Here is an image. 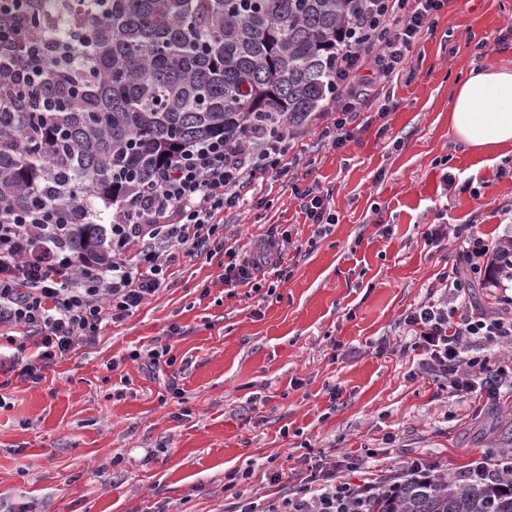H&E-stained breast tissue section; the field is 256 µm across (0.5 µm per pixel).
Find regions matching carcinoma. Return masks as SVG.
<instances>
[{"instance_id": "cac0c4a2", "label": "carcinoma", "mask_w": 512, "mask_h": 512, "mask_svg": "<svg viewBox=\"0 0 512 512\" xmlns=\"http://www.w3.org/2000/svg\"><path fill=\"white\" fill-rule=\"evenodd\" d=\"M362 0H18L0 43L39 75L0 108V203L67 220L107 262L104 221L171 151L259 123L300 126L336 96V44ZM51 36L62 58L30 47ZM367 512H512V485L409 475Z\"/></svg>"}]
</instances>
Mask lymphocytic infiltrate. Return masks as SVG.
Listing matches in <instances>:
<instances>
[{
  "label": "lymphocytic infiltrate",
  "instance_id": "obj_1",
  "mask_svg": "<svg viewBox=\"0 0 512 512\" xmlns=\"http://www.w3.org/2000/svg\"><path fill=\"white\" fill-rule=\"evenodd\" d=\"M445 4L369 0L349 20L336 55V99L313 116L320 140L344 148L365 109L386 114L379 104L386 86L407 71L414 47L433 36ZM292 139L287 129L277 135L253 129L233 143L219 137L184 146L140 194L113 211L112 262L106 266L78 258L46 210L0 208V328L21 330L9 339L21 377L39 383L46 367L79 342L94 340L103 322L129 315L166 290L179 257L223 252V281L231 293L245 285L260 291L267 268L284 275L275 238L245 260L216 234L225 211L240 208L259 181L288 184L309 224L334 223L318 187L301 186V156ZM448 235L459 243L452 268L440 275L439 291L405 313L403 330L421 354V377L456 399L493 405L502 388L512 387V354L492 361L467 349L482 340L512 345V297H501L491 310L460 299L477 284L512 282V235L493 241L473 224H431L422 233L428 243ZM370 492L322 468L291 495L248 501L239 512H361Z\"/></svg>",
  "mask_w": 512,
  "mask_h": 512
}]
</instances>
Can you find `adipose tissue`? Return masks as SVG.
<instances>
[{
    "mask_svg": "<svg viewBox=\"0 0 512 512\" xmlns=\"http://www.w3.org/2000/svg\"><path fill=\"white\" fill-rule=\"evenodd\" d=\"M458 142L476 154L512 145V68L472 67L455 81L448 104Z\"/></svg>",
    "mask_w": 512,
    "mask_h": 512,
    "instance_id": "obj_1",
    "label": "adipose tissue"
}]
</instances>
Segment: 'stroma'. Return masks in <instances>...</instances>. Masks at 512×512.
<instances>
[{"instance_id": "1", "label": "stroma", "mask_w": 512, "mask_h": 512, "mask_svg": "<svg viewBox=\"0 0 512 512\" xmlns=\"http://www.w3.org/2000/svg\"><path fill=\"white\" fill-rule=\"evenodd\" d=\"M484 62L512 67V0H448L413 50V78L388 85L385 116L367 109L368 128L339 150L308 129L298 137L304 182L336 215L327 234L278 183L256 189L262 207L225 211L219 236L240 253L270 228L289 232L290 275H267L271 293L227 295L223 255L184 257L170 288L40 383L0 345V512H236L239 498H276L347 452L365 463L339 479L379 488L416 461L457 476L512 451V393L477 410L410 379L401 324L458 251L451 238L426 245V225L475 224L496 239L512 207V176L498 174L512 147L466 151L448 123L452 82ZM157 341L172 347L166 380L180 402L128 358Z\"/></svg>"}]
</instances>
